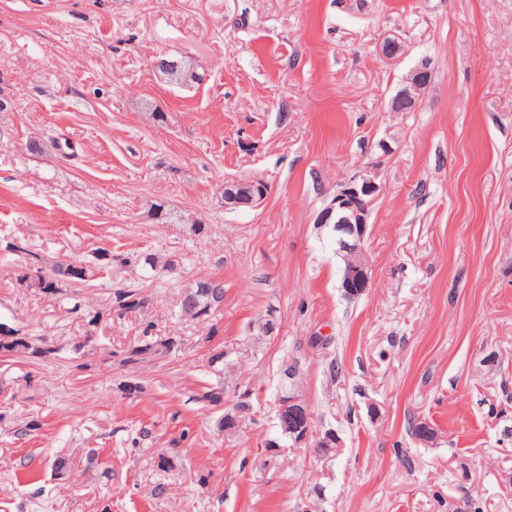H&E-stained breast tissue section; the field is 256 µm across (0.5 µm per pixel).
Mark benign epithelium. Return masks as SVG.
Masks as SVG:
<instances>
[{
	"mask_svg": "<svg viewBox=\"0 0 512 512\" xmlns=\"http://www.w3.org/2000/svg\"><path fill=\"white\" fill-rule=\"evenodd\" d=\"M401 50L400 42L394 37L385 38L380 45L381 55L389 61L397 60ZM429 78L430 71L426 65L414 69L408 77V87L394 97L393 111H400V106L408 102L418 103L417 92L428 85ZM377 191L378 185L374 179L364 172H358L336 190L317 217V223L333 225L338 252L344 263L341 288L351 297L364 293L368 287L369 276L363 260V250L369 209ZM265 198L266 188L263 186L256 192L244 193L235 190L232 182L224 184L226 209L257 207ZM276 418L283 434L295 447H306L313 442L318 448H331L336 443V438L331 433L314 438L311 409L306 402L294 395L288 394L279 398Z\"/></svg>",
	"mask_w": 512,
	"mask_h": 512,
	"instance_id": "7a95c632",
	"label": "benign epithelium"
}]
</instances>
